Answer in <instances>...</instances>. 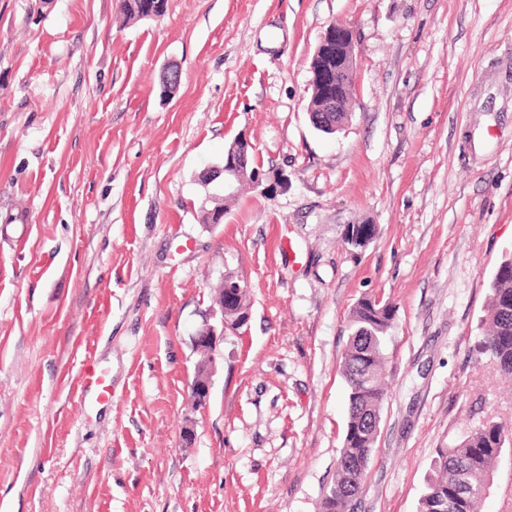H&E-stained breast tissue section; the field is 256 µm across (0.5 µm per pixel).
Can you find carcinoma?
Masks as SVG:
<instances>
[{"mask_svg":"<svg viewBox=\"0 0 512 512\" xmlns=\"http://www.w3.org/2000/svg\"><path fill=\"white\" fill-rule=\"evenodd\" d=\"M155 2L161 12H166L167 0H123V11L127 17L138 19L146 12V5ZM347 119V113L334 112L313 123L317 130L332 135ZM490 290L478 346L503 376L511 378L512 255L498 266ZM250 310L248 289L237 297L234 308L224 310L225 322L232 332L245 326L238 316ZM395 312L390 299L376 295L361 299L352 309L350 342L341 365L349 388L348 421L336 475L321 497L318 512H348L363 484L387 399L380 371ZM507 447H512V438L504 426L489 421L461 440L438 449L418 512H475L476 504L490 488L493 467Z\"/></svg>","mask_w":512,"mask_h":512,"instance_id":"cac0c4a2","label":"carcinoma"}]
</instances>
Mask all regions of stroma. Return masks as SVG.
<instances>
[{"label": "stroma", "mask_w": 512, "mask_h": 512, "mask_svg": "<svg viewBox=\"0 0 512 512\" xmlns=\"http://www.w3.org/2000/svg\"><path fill=\"white\" fill-rule=\"evenodd\" d=\"M120 5L0 0V512H317L373 294L396 317L353 512H417L438 448L512 427V383L476 347L512 253V0H168L128 24ZM333 23L358 82L326 135L307 105ZM240 136L286 180L201 223L222 185L198 175ZM229 270L251 317L196 409L194 337ZM480 512H512V447Z\"/></svg>", "instance_id": "stroma-1"}]
</instances>
